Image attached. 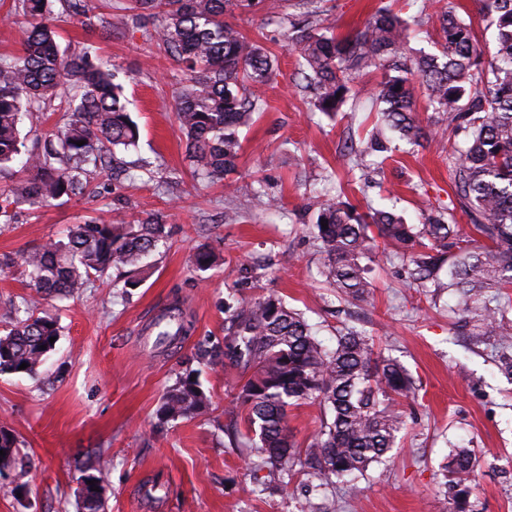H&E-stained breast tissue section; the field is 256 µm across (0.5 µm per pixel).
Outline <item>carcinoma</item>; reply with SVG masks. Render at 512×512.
<instances>
[{
  "label": "carcinoma",
  "mask_w": 512,
  "mask_h": 512,
  "mask_svg": "<svg viewBox=\"0 0 512 512\" xmlns=\"http://www.w3.org/2000/svg\"><path fill=\"white\" fill-rule=\"evenodd\" d=\"M63 12L78 17L89 11V0H60ZM324 0H291L290 40L302 62L295 85L314 96V108L330 117L345 103L350 84L360 73L375 69L382 78L370 91L384 123L410 143L453 140L462 146L448 155L460 209L485 245L465 244L456 224L428 214L421 224L371 208L358 213L350 205L318 203L316 238L325 255L322 275L347 300L370 297L372 282L367 261L379 244L410 254L412 285L431 283L457 297L462 327L481 342L499 337L512 347V332L504 314L512 287V0H480L482 11L497 32L495 54L486 59L477 47L471 25L453 10L442 14L436 52L407 55L411 22L387 8L377 10L364 29L336 37L319 23ZM34 19L16 58H0V171L21 153L25 168L9 194L0 200V213L24 202L39 206L86 192L91 169L112 163L122 171L118 153L135 147L139 129L125 104L123 86L115 73L90 51H59L48 23L50 0H16ZM255 0H117L112 4L115 29L133 24L156 39L184 65L186 81L174 100V112L185 137L192 176L214 183L234 170L241 143L239 128L261 111L256 89L275 71L276 60L261 44L250 40L226 13H246ZM159 18L150 31L145 22ZM427 93V122L414 107V81ZM69 99L64 122L44 140L26 147L21 120L57 98ZM85 141L78 146L76 142ZM342 156L360 170L370 166L366 152L344 144ZM250 207L265 211L274 200L264 189L254 190ZM328 228H322V223ZM166 216L150 215L135 224H114L91 218L72 225L66 236L29 251L16 261L0 257V272L22 267L31 293L10 302L11 328L0 335V374H38L45 356L55 348L57 320L43 310L44 301L82 293L87 285L116 270L127 279L123 287L138 286L146 273L144 259L166 243ZM192 266L208 270L214 256L201 246ZM229 336L222 345L197 346L193 360L210 366L229 363L252 370L236 397L245 431L233 434L253 448L261 464L281 475L297 472L321 482L365 476L389 458L405 426L399 400L415 390L410 373L396 360L374 351L372 339L356 329L336 336V346L324 347L311 325L279 298L268 295L241 302L230 310ZM159 340L173 343L190 335L193 324L172 305L153 323ZM46 349H40V346ZM23 363L25 369H19ZM310 400L323 406L324 418L312 441L301 447L288 426V408ZM209 399L197 381L186 376L163 396L165 420L201 416ZM13 432L0 426V472L24 475L26 463L16 452ZM479 460L468 448H458L442 468L453 512H475L470 501ZM98 490L86 486L87 512H103L100 476L81 470Z\"/></svg>",
  "instance_id": "carcinoma-1"
}]
</instances>
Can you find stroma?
<instances>
[{
	"instance_id": "35a3bbf8",
	"label": "stroma",
	"mask_w": 512,
	"mask_h": 512,
	"mask_svg": "<svg viewBox=\"0 0 512 512\" xmlns=\"http://www.w3.org/2000/svg\"><path fill=\"white\" fill-rule=\"evenodd\" d=\"M112 2L100 0L86 15L53 24L61 48L93 46L119 71L140 132L137 147L124 154L133 177L106 172L94 196L23 205L0 216V255L21 258L91 216L132 222L156 211L168 217L169 248L152 257V274L140 287L127 290L108 279L54 301L50 311L61 326L55 352L37 376L0 375V425L32 461L24 478L11 470L0 476V512H83L78 477L96 467L106 512H452L441 480L456 446L475 449L481 459L473 488L478 512H512V378L498 369L495 341L475 345L459 335L455 297L411 287L408 261L390 250L371 264L372 297L340 301L321 275L324 256L307 209L314 198L339 197L361 213L372 205L419 224L435 210L468 227L448 170L450 145L392 139L389 157L361 177L344 163L340 146L376 134L366 91L378 73L356 78L336 116L312 111L291 80L299 56L278 20L286 0H262L253 13L230 21L277 60L261 89L264 110L240 130L235 170L224 181L199 184L174 112L186 73L140 32L106 27L102 18ZM327 6L322 23L339 36L364 28L379 7L404 17L418 9L415 0H328ZM450 6L492 53L495 34L480 0H433L410 47L429 48ZM29 22L13 0H0L1 56L21 53ZM259 183L278 199L277 212H243ZM201 243L223 262L198 274L190 257ZM261 295L302 313L325 347H335L342 327L362 330L415 379V395L402 403L406 426L394 456L367 478L328 487L303 474L274 482L267 470H247V449L230 444L225 430L236 424L232 401L242 375L186 358L197 344L223 341L225 304ZM175 300L194 331L180 347L156 346L149 325ZM186 374L209 397L208 414L161 419L166 389Z\"/></svg>"
}]
</instances>
